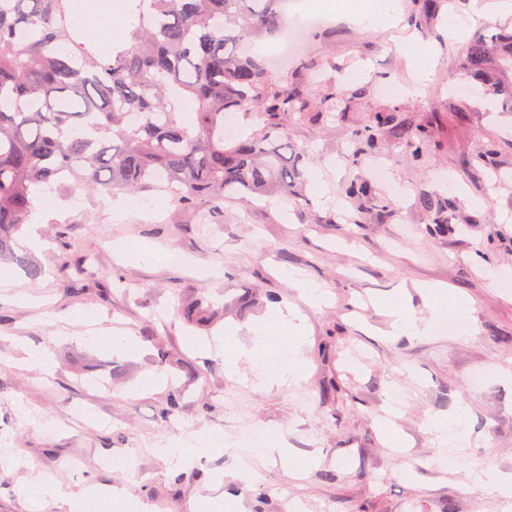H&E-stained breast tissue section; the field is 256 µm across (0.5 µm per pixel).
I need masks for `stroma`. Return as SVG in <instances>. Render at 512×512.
I'll list each match as a JSON object with an SVG mask.
<instances>
[{
    "mask_svg": "<svg viewBox=\"0 0 512 512\" xmlns=\"http://www.w3.org/2000/svg\"><path fill=\"white\" fill-rule=\"evenodd\" d=\"M330 2L302 0L300 11L325 21L270 72L273 82L306 86L313 100L314 67L342 94L364 92L350 111L289 125L291 139L312 148L305 164L325 181L324 198L227 200L206 224L172 202L118 220L100 195L54 198L38 229L49 247L30 252L46 275L33 282L20 270L17 292L0 289V436L14 450L0 463V512H32L26 492L37 480L76 492L122 488L127 498L112 512L141 504L194 512L198 499L219 491L246 512H512V499L473 482L487 468L512 476V297L487 276L492 266L512 271V109L476 94L461 70L470 42L512 31V14L489 12L454 37L448 17L465 14L470 0H442L426 14L402 0L396 25L368 31L337 18ZM409 35L434 52L429 85L413 97L381 94V85L410 82L402 53ZM386 109L428 125L431 147L415 164L384 133L378 159L388 169L377 189L392 207L360 210L343 184L372 172L348 162L351 135ZM490 139L500 147L493 170L472 163ZM444 172L451 183L441 181ZM424 191L456 199L447 234L431 233L418 203ZM87 252L93 274L76 301L59 267ZM288 268L317 283L326 303L302 304L282 276ZM428 284L447 286L449 304L466 305L464 330L387 335L375 299L426 317ZM202 290L223 303L225 324L245 345L272 309L299 306L306 341L297 384L257 389L248 362L229 374L222 327L199 332L180 314L181 301ZM119 336L139 345L135 357L113 354ZM25 344L52 353L51 376L22 364ZM394 386L402 395L397 446L382 426ZM175 388L180 409L168 418L162 408ZM461 405L469 444L448 469L427 421ZM216 429L220 448L206 441ZM260 429L277 430L287 458L243 448ZM192 435L205 440L194 465L175 467L160 453ZM115 454L129 458L128 469L106 467ZM244 461L257 470L254 482L238 476Z\"/></svg>",
    "mask_w": 512,
    "mask_h": 512,
    "instance_id": "1",
    "label": "stroma"
}]
</instances>
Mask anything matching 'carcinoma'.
Returning a JSON list of instances; mask_svg holds the SVG:
<instances>
[{"label": "carcinoma", "instance_id": "carcinoma-1", "mask_svg": "<svg viewBox=\"0 0 512 512\" xmlns=\"http://www.w3.org/2000/svg\"><path fill=\"white\" fill-rule=\"evenodd\" d=\"M74 0H0V260L18 262L30 279L42 265L16 252L33 223L35 201L54 191L156 190L182 207L206 199L242 202L278 193L303 196L308 149L288 134V115L309 108L308 90L279 86L244 45L281 32L283 0H129L136 20L105 52L71 22ZM464 70L483 91L512 99V32L484 35L469 46ZM352 100L321 83L323 112H346ZM257 121L251 134L224 137V116ZM390 112L372 113L356 130V164L374 152ZM403 152L425 159L431 135L423 125L396 124ZM348 199L391 202L365 180L350 182ZM432 230L448 233L456 202L424 192ZM74 272L72 298L91 275ZM187 325L203 329L224 311L203 296L181 303Z\"/></svg>", "mask_w": 512, "mask_h": 512}]
</instances>
